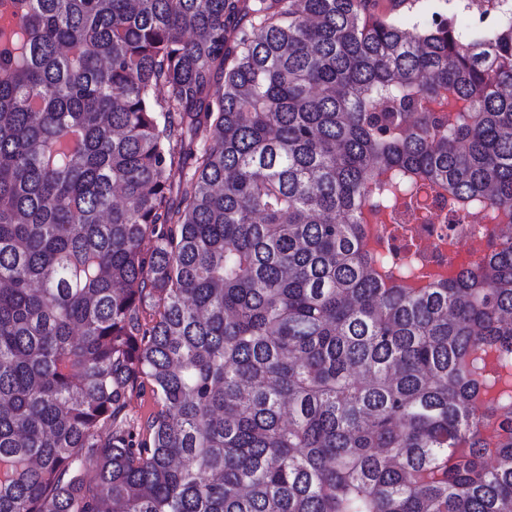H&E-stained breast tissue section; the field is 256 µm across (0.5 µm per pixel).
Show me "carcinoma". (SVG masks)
<instances>
[{
  "label": "carcinoma",
  "mask_w": 512,
  "mask_h": 512,
  "mask_svg": "<svg viewBox=\"0 0 512 512\" xmlns=\"http://www.w3.org/2000/svg\"><path fill=\"white\" fill-rule=\"evenodd\" d=\"M368 2L0 0V512H512V14ZM372 8L408 28L421 23L432 13L442 14L456 20L457 30L467 39L479 36L475 26L488 15L482 13V0H375ZM421 237L430 258L442 260L441 266L448 267V253L455 254L463 249L461 242L466 239V234L478 224H472L470 220L463 224H410ZM156 404L147 388L141 393L134 392L127 401L126 413L135 422H143L156 410Z\"/></svg>",
  "instance_id": "1"
}]
</instances>
